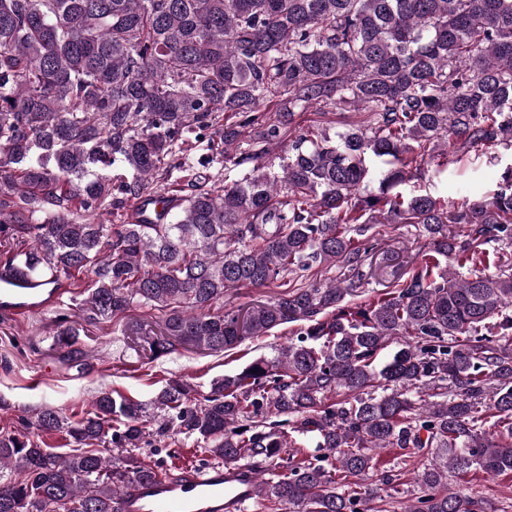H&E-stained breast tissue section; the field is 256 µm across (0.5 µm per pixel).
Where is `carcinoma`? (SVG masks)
Returning a JSON list of instances; mask_svg holds the SVG:
<instances>
[{
  "instance_id": "1",
  "label": "carcinoma",
  "mask_w": 512,
  "mask_h": 512,
  "mask_svg": "<svg viewBox=\"0 0 512 512\" xmlns=\"http://www.w3.org/2000/svg\"><path fill=\"white\" fill-rule=\"evenodd\" d=\"M348 104L367 124L291 135L296 113ZM450 140L512 149V0H0V268L76 281L103 320L158 312L153 360L301 323L207 391L172 378L149 405L101 391L81 417L46 405L27 432L0 431V512H119L126 486L158 474L144 439L172 432L253 469L259 506L385 512L379 485L398 494L411 473L409 512H485L441 487L452 472L512 473V258L482 249L512 236V165L506 188L472 199L461 185L448 211L397 191ZM220 160L249 173L212 189L199 168ZM177 183L162 219L125 220L129 200ZM377 224L430 244L377 298L299 283L324 263L362 279L369 248L354 236ZM272 284L267 303L216 310L230 288ZM78 336L69 325L56 343L82 371ZM30 428L76 448L54 453ZM389 446L400 469L365 483Z\"/></svg>"
}]
</instances>
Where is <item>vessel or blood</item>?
Masks as SVG:
<instances>
[{
  "mask_svg": "<svg viewBox=\"0 0 512 512\" xmlns=\"http://www.w3.org/2000/svg\"><path fill=\"white\" fill-rule=\"evenodd\" d=\"M64 289L49 290L0 278V312L23 318L61 301ZM257 475L230 465L189 466L177 474L136 483L124 489L121 512H240L251 498Z\"/></svg>",
  "mask_w": 512,
  "mask_h": 512,
  "instance_id": "vessel-or-blood-1",
  "label": "vessel or blood"
}]
</instances>
